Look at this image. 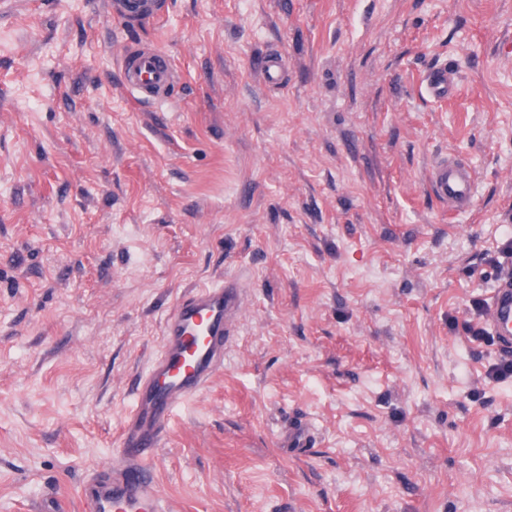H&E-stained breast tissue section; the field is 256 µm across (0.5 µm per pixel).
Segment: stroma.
Masks as SVG:
<instances>
[{
    "label": "stroma",
    "instance_id": "1",
    "mask_svg": "<svg viewBox=\"0 0 512 512\" xmlns=\"http://www.w3.org/2000/svg\"><path fill=\"white\" fill-rule=\"evenodd\" d=\"M110 2L0 10V512H82L166 315L225 279L224 368L155 458L170 512H512V381L465 329L512 269V0ZM132 47L174 97L129 95ZM446 156L470 211L430 189ZM292 417L314 447H279ZM111 4L114 14L128 22L149 20L159 10L157 0H114ZM123 85L137 101L162 102L173 96L179 76L170 57L158 48L127 49L121 56ZM255 66L268 84L278 85L283 80L282 54L278 50H268L260 56ZM456 83L448 67H443L431 72L426 79V91L434 98H446L455 91ZM430 186L437 197L448 203V208L463 212L472 207L474 201V178L466 166L457 160L440 159L429 175Z\"/></svg>",
    "mask_w": 512,
    "mask_h": 512
}]
</instances>
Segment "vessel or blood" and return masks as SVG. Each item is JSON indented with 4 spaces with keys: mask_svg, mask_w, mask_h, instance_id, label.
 I'll return each instance as SVG.
<instances>
[{
    "mask_svg": "<svg viewBox=\"0 0 512 512\" xmlns=\"http://www.w3.org/2000/svg\"><path fill=\"white\" fill-rule=\"evenodd\" d=\"M117 17L129 22L154 17L157 0H113ZM255 65L268 84L283 80L282 55L270 50ZM123 85L137 101L155 103L172 97L178 73L166 52L132 48L121 56ZM456 90L447 68L431 72L426 91L446 98ZM430 186L450 210L463 212L474 201V178L457 160L440 159L429 175ZM245 306L239 283L227 280L184 296L168 314L162 349L134 389L132 406L120 428L115 460L88 477L80 487L84 512H168L154 478L153 461L175 410L201 391L224 366V350ZM486 321L501 352L512 351V273L497 280ZM315 430L304 419L281 428L278 445L299 449L309 445Z\"/></svg>",
    "mask_w": 512,
    "mask_h": 512,
    "instance_id": "b4317fda",
    "label": "vessel or blood"
}]
</instances>
